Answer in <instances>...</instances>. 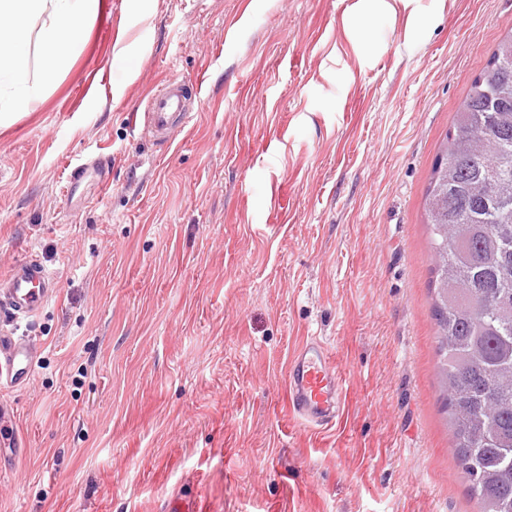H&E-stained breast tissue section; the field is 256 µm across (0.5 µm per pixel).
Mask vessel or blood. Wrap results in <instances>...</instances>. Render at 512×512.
Returning <instances> with one entry per match:
<instances>
[{
  "mask_svg": "<svg viewBox=\"0 0 512 512\" xmlns=\"http://www.w3.org/2000/svg\"><path fill=\"white\" fill-rule=\"evenodd\" d=\"M193 119L180 81L171 79L149 97L144 129L154 140L167 142L173 128H184ZM56 281L40 261L28 259L15 265L0 280V313L19 319L42 310L50 301ZM37 350L28 338L0 332V388H21L33 373ZM288 410L296 422L329 430L340 421L347 400L345 380L338 361L316 337H307L288 362ZM15 408L0 401V439L12 446L21 441L14 431Z\"/></svg>",
  "mask_w": 512,
  "mask_h": 512,
  "instance_id": "obj_1",
  "label": "vessel or blood"
}]
</instances>
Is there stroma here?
<instances>
[{
	"label": "stroma",
	"mask_w": 512,
	"mask_h": 512,
	"mask_svg": "<svg viewBox=\"0 0 512 512\" xmlns=\"http://www.w3.org/2000/svg\"><path fill=\"white\" fill-rule=\"evenodd\" d=\"M45 97L0 127V277L57 288L0 396V512H478L441 413L423 201L512 0H417L356 41L357 0H105ZM130 47L127 81L116 52ZM202 78L190 126L145 98ZM66 197L70 172L93 161ZM335 354L341 423L288 415V357ZM144 116V130L154 140L167 143L174 127L189 125L193 112L186 105L184 88L177 79H169L149 97ZM15 408L12 404L0 401V437L8 441V445L20 448L21 441L18 434L14 433ZM3 430V433H2Z\"/></svg>",
	"instance_id": "obj_1"
}]
</instances>
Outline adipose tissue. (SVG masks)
Returning a JSON list of instances; mask_svg holds the SVG:
<instances>
[{
    "mask_svg": "<svg viewBox=\"0 0 512 512\" xmlns=\"http://www.w3.org/2000/svg\"><path fill=\"white\" fill-rule=\"evenodd\" d=\"M105 0H0V125L44 97Z\"/></svg>",
    "mask_w": 512,
    "mask_h": 512,
    "instance_id": "ef3b65f1",
    "label": "adipose tissue"
}]
</instances>
